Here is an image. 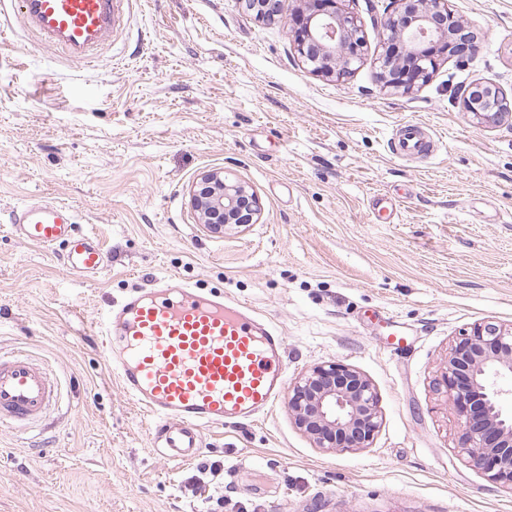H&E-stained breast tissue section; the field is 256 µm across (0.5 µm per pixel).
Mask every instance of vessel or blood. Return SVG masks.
Segmentation results:
<instances>
[{
    "label": "vessel or blood",
    "instance_id": "b4317fda",
    "mask_svg": "<svg viewBox=\"0 0 512 512\" xmlns=\"http://www.w3.org/2000/svg\"><path fill=\"white\" fill-rule=\"evenodd\" d=\"M123 0H16L17 12L37 45L69 60L93 64L119 25ZM403 155L427 149L419 132L404 127L394 141ZM15 230L40 247H65L75 274L95 276L106 253L92 234L78 231L73 208L29 200L12 213ZM108 368L151 419L170 460L197 457L203 433L252 421L285 398L284 341L246 303L207 295L170 276L111 303L101 327ZM47 373L21 354L0 353V423L40 421L54 404Z\"/></svg>",
    "mask_w": 512,
    "mask_h": 512
}]
</instances>
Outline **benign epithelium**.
Instances as JSON below:
<instances>
[{"mask_svg": "<svg viewBox=\"0 0 512 512\" xmlns=\"http://www.w3.org/2000/svg\"><path fill=\"white\" fill-rule=\"evenodd\" d=\"M262 22L284 24L297 56L309 72L344 80L362 63L365 38L360 17L345 0H297L300 18L282 11V0H238ZM383 53L377 59L385 90L408 93L426 83L439 61L468 60L478 37L457 17L449 0H397V7L379 21ZM463 108L481 126L512 119V102L496 85L477 82L463 99ZM200 223L220 234L226 226L254 223L258 197L239 180L212 170L190 191ZM512 374V324L485 321L453 341L442 382L460 420L458 452L475 470L502 488L512 490V411L502 405L503 390L495 378ZM373 384L342 362L318 364L296 378L288 390V412L296 427L318 448L357 451L372 445L382 416Z\"/></svg>", "mask_w": 512, "mask_h": 512, "instance_id": "obj_1", "label": "benign epithelium"}]
</instances>
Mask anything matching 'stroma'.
<instances>
[{
	"instance_id": "obj_1",
	"label": "stroma",
	"mask_w": 512,
	"mask_h": 512,
	"mask_svg": "<svg viewBox=\"0 0 512 512\" xmlns=\"http://www.w3.org/2000/svg\"><path fill=\"white\" fill-rule=\"evenodd\" d=\"M390 4L350 0L366 47L342 81L311 74L287 28L238 0H131L92 69L35 46L20 19L0 34V350L59 385L40 426H0V512H512V491L458 455L439 384L459 333L512 323V123L476 126L458 89L512 97V0H450L481 49L408 94L377 77ZM408 122L427 156L392 151ZM213 169L251 186L258 223L198 222L189 189ZM32 198L74 208L102 274H70L62 247L14 232ZM167 275L247 302L284 336L289 378L361 371L383 417L372 447H314L282 404L207 430L192 462L166 459L97 323Z\"/></svg>"
}]
</instances>
